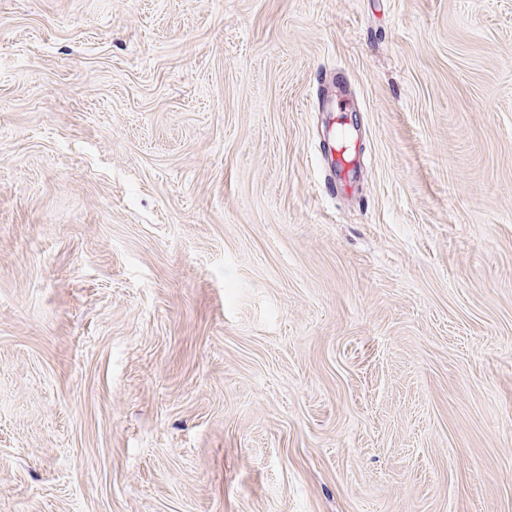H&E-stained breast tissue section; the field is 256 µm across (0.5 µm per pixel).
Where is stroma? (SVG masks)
I'll return each instance as SVG.
<instances>
[{
	"instance_id": "35a3bbf8",
	"label": "stroma",
	"mask_w": 512,
	"mask_h": 512,
	"mask_svg": "<svg viewBox=\"0 0 512 512\" xmlns=\"http://www.w3.org/2000/svg\"><path fill=\"white\" fill-rule=\"evenodd\" d=\"M0 512H512V0H0ZM324 111L330 113L329 119L330 123L326 126L325 135L328 137L329 141L333 144L334 147L339 152V159L337 161L333 160V164L330 165L333 172L334 180L330 182L329 188L331 191L336 190V179L340 182H343L342 175L345 170V161L352 162V154L355 146V137L353 134L349 135L347 132L342 129L344 123L342 121L339 122L340 119L343 118L342 115L339 116L338 122L334 121L336 116L333 115L334 112H341L342 107L336 105V101L326 102L323 105ZM332 114V115H331ZM352 158V160H350ZM336 167L338 169V173L336 174Z\"/></svg>"
}]
</instances>
